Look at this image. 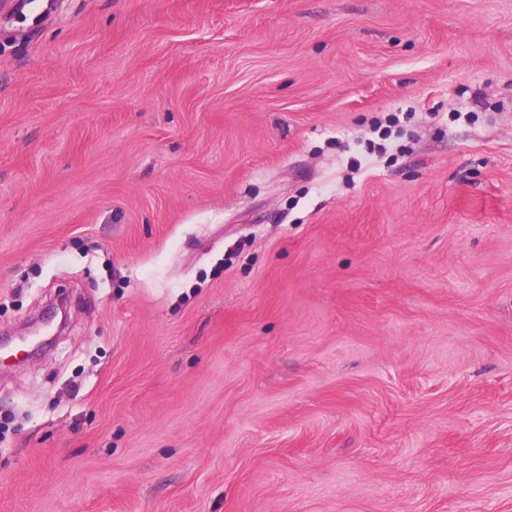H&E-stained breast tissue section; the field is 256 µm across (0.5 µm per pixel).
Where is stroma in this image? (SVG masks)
Here are the masks:
<instances>
[{
	"label": "stroma",
	"instance_id": "obj_1",
	"mask_svg": "<svg viewBox=\"0 0 512 512\" xmlns=\"http://www.w3.org/2000/svg\"><path fill=\"white\" fill-rule=\"evenodd\" d=\"M59 298L0 512H512V0H10L0 333Z\"/></svg>",
	"mask_w": 512,
	"mask_h": 512
}]
</instances>
